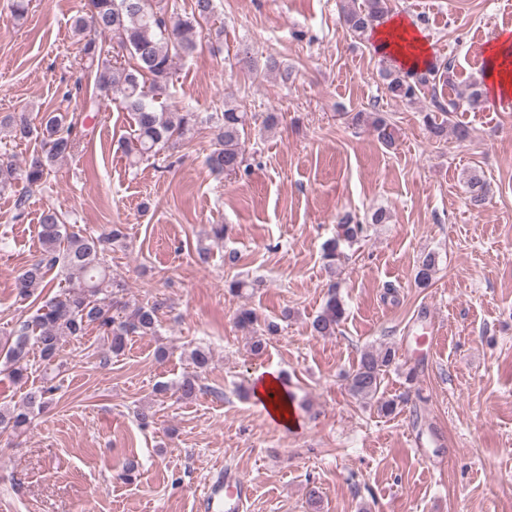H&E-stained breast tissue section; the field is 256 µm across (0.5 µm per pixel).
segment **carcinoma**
Returning <instances> with one entry per match:
<instances>
[{"instance_id":"obj_1","label":"carcinoma","mask_w":512,"mask_h":512,"mask_svg":"<svg viewBox=\"0 0 512 512\" xmlns=\"http://www.w3.org/2000/svg\"><path fill=\"white\" fill-rule=\"evenodd\" d=\"M390 0H364L359 6L344 0L341 15L348 32L361 40L373 29L385 22L390 12ZM214 0H193L191 12L169 15L156 8V0H90L89 11L75 18L74 31L83 40V55L96 65L94 90L96 96L119 99L123 110L135 120L133 141L126 152L133 162L157 154L164 145H174L199 124V114L190 110H170L160 102L172 84L174 59L192 55L198 47V28L201 22L214 15ZM114 36L117 48H106V38ZM129 55L132 62L122 61ZM239 62L256 75L274 72L286 82L291 77L288 68L273 56L260 62L250 47H242ZM451 63H432L423 70H409L396 66H383L378 71L386 94L407 104L420 101V95L436 89L439 82H450ZM482 105V91L476 84L456 100L443 103L437 95H431V105L423 107V122L433 141L448 140L447 114L465 107L475 111ZM352 125L368 127L377 141L385 148L395 141L394 125L373 112H355L347 115ZM248 113L232 102H224V111L206 117L216 132L219 148L208 157L210 169L218 174H238L245 162L242 133ZM74 124L61 113L47 115L38 126L30 123L23 114L10 124L13 139L37 140L42 153L36 155L22 169L8 162H0V191L18 180L29 185L42 183L52 163L73 151ZM470 188V205L479 208L487 193L485 180L475 171L466 174ZM336 237L327 241L323 248L326 268L336 269L343 253L340 243H352L364 232V224L350 216H344L336 225ZM38 236L42 245L41 257L28 265L18 276L17 294L20 299L39 298L48 287L47 272L59 268L65 286L53 298L45 301L35 313L19 327L0 339V354L9 376L20 381L27 376L31 357L39 355L51 363L60 357L62 341L66 337H79L90 326L111 338V350L115 355L124 352L130 336L153 335L157 331L159 313L165 301L156 298L132 309L117 299L123 284L112 273L108 261L111 246L125 238L123 227L113 224L105 231H74L63 215L53 208L42 211L39 217ZM437 271V258L432 252L419 261L415 280L421 287L427 286ZM345 309L336 294H331L323 310L310 322L313 336L336 335L344 319ZM194 373L183 377L175 385L180 399H191L198 389L199 374L206 371L210 357L201 349L190 355ZM396 351L379 347L364 351L359 362L347 374V389L358 400L374 404L377 411L390 415L397 409L398 401L384 397L381 392L383 376L395 364ZM58 386L43 383L29 389L22 405L10 409L0 408V436L16 434L29 422L34 409L43 408L52 399Z\"/></svg>"}]
</instances>
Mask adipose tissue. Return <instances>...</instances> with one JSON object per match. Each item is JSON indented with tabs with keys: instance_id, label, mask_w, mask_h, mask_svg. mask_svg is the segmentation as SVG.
I'll return each mask as SVG.
<instances>
[{
	"instance_id": "1",
	"label": "adipose tissue",
	"mask_w": 512,
	"mask_h": 512,
	"mask_svg": "<svg viewBox=\"0 0 512 512\" xmlns=\"http://www.w3.org/2000/svg\"><path fill=\"white\" fill-rule=\"evenodd\" d=\"M379 49L404 68H425L430 57L426 39L420 29L401 16H394L374 34ZM490 98L512 96V37L501 36L489 47L485 72ZM253 392L279 424L296 423L294 409L276 373L268 371L255 377Z\"/></svg>"
}]
</instances>
